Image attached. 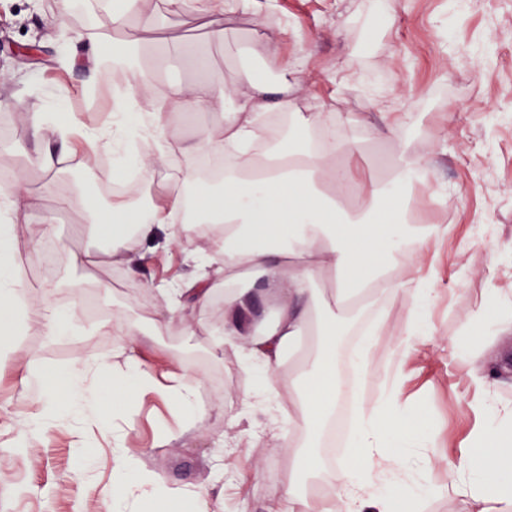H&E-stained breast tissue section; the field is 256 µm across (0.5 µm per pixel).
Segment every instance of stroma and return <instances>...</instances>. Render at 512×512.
Wrapping results in <instances>:
<instances>
[{"label":"stroma","instance_id":"obj_1","mask_svg":"<svg viewBox=\"0 0 512 512\" xmlns=\"http://www.w3.org/2000/svg\"><path fill=\"white\" fill-rule=\"evenodd\" d=\"M266 12L225 18V39H214L193 14L171 16L162 38L211 40L216 69L231 65L269 83L282 79L288 60L298 63L292 95L300 113L319 105L355 113L354 134L362 147L360 176L385 181L387 160L400 142L433 157L436 169L427 186L432 203L409 211L414 224L447 223L436 247L434 286L438 299L429 312L433 326L419 352L406 364L401 396L412 413H423L435 444L436 464L426 469L418 512H467L462 498L449 494L448 479L460 451L481 422L469 408L479 396L453 342L469 333L471 344L488 359L493 399L512 409V339L475 323L474 312L492 288L512 290V0H472L456 15L448 0H264ZM58 0H0V93L21 98L27 110H11L14 133L0 135V166L26 169L33 207L15 226L18 239L14 273L26 294L41 300L45 284H57V303L72 307L81 327L66 339L49 342L34 326L17 327L0 337L12 348L14 364L0 367V512H109L112 451L91 449L94 477H86L67 429L50 428L27 448L15 447L26 418L38 407L27 382L29 369L48 372L59 383L79 359L110 356L118 336L100 331L86 315L87 304L105 317L137 326L134 354L156 375L181 357L185 370L199 369L203 412L182 437L164 442L161 431L181 419L154 397L119 409L114 419L136 448L143 469L170 484L208 491L211 512H276L288 484V427L270 424L265 415L253 423L237 421L242 395L253 381L233 353L214 347L224 325L216 304L176 313L164 330L154 321L164 309L159 285L188 280L197 269L187 259L190 242L147 255L138 276L112 264L67 265V252L89 242L80 234L81 209L58 210L43 187L36 160L43 149L29 134V109L78 113L89 124H105L111 96L88 99L84 89L82 27L68 24L63 34H46L45 18ZM36 44L38 58L15 54L18 45ZM482 57L475 67L472 56ZM368 71L374 86L337 92L336 73ZM381 112H408L414 121L399 139L377 140L373 127ZM52 234H45V222Z\"/></svg>","mask_w":512,"mask_h":512}]
</instances>
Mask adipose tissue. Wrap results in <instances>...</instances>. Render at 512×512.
<instances>
[{
	"label": "adipose tissue",
	"mask_w": 512,
	"mask_h": 512,
	"mask_svg": "<svg viewBox=\"0 0 512 512\" xmlns=\"http://www.w3.org/2000/svg\"><path fill=\"white\" fill-rule=\"evenodd\" d=\"M87 2L123 27L147 31L157 24L155 17L143 14L140 0ZM253 3L167 0L172 12L209 18L219 36L224 33L225 14L250 11ZM112 51L129 57L130 66L109 72L97 60L88 65L91 83L115 79L125 84V99L109 122L89 126L72 113L60 124L50 113L34 110L32 135L42 138L51 131L64 144L82 140L86 168L101 162L104 152L116 154L125 142L140 141L137 161L143 175L149 176L155 165L151 147L166 139L170 114L194 110L204 99L213 120L196 142L180 144L179 151L188 160L203 151L223 154L224 181L212 189L213 203L193 214L179 192L156 200L143 198L136 209L124 200L106 210L86 206L75 185L58 178V160L50 155L40 161L45 186L61 208L82 205L89 223L111 224L107 256L125 263L132 275L137 274L145 249L183 242L191 238L194 225H212L205 246L193 254L195 277L161 288L164 316L155 326L163 328L167 318L185 307L208 304L210 278L223 277L224 327L217 346L234 351L245 373L258 375L241 400L240 416L260 407L272 419L286 420L288 442L296 448L294 470L312 478L326 477L337 491L335 502L320 501L304 493L297 480H290L278 512H415L421 475L409 469L408 461L434 442L426 416L407 412L397 387H390L377 405H357L350 448L337 459L334 470L323 471L318 447L323 425L344 389L336 376V344L356 312L375 306L383 293L410 296L404 329L389 340L393 382L404 362L418 353L419 337L431 328V273L396 278L390 270L412 256L425 260L433 241L448 233L444 224L420 227L404 219L415 182L432 172V158L400 151L392 157L391 176L384 183L357 184L345 164L360 149L353 134V115H301L285 139L275 144L264 140L271 110L287 112L293 107L288 92L294 65L285 64L287 79L278 87L279 100L273 104L268 99L270 89L261 80L253 81L249 95L240 96L237 71H215L205 44L116 42ZM170 56L183 58L192 74L205 79L203 90L180 82L157 86V66ZM308 128L328 131L329 136L310 142L301 135ZM30 208L31 192L25 185L0 186V214L6 218L0 225V314H19L24 324L40 327L47 340H60L76 332L71 309L52 300L50 284L43 288V302L24 303L23 285L11 273L16 248L12 221ZM251 274L257 275L258 286L243 287ZM262 297L277 298L273 319L265 318L258 303ZM103 328L126 339L113 351L111 361L74 362L59 389L34 375L39 408L25 421L26 437L43 440L49 428L64 424L81 451L90 443L89 430H96L98 439L111 447L115 462L113 512H147L157 505H170L178 512H207L205 491L169 487L142 471L137 451L112 425L101 401L102 376L108 371L127 395L154 394L169 402L187 424L200 409L199 380L174 371L158 381L153 370L133 354L134 327L117 321L104 323ZM286 370L300 385L288 405L280 394ZM485 411L490 426L472 437L479 453L457 467L449 491L470 498L479 505V512H512V410L489 402Z\"/></svg>",
	"instance_id": "obj_1"
}]
</instances>
